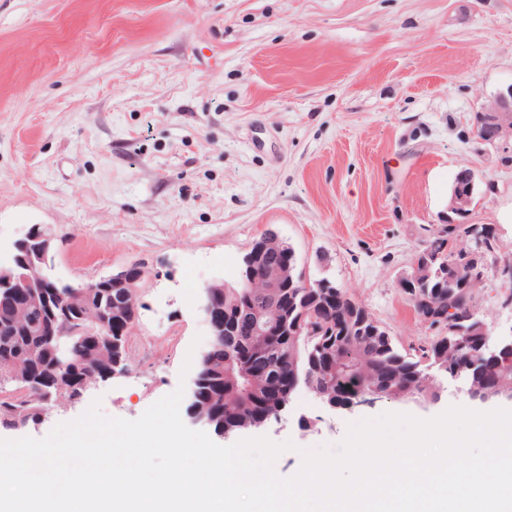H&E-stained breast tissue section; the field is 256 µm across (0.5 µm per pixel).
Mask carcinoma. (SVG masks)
Returning <instances> with one entry per match:
<instances>
[{
	"mask_svg": "<svg viewBox=\"0 0 512 512\" xmlns=\"http://www.w3.org/2000/svg\"><path fill=\"white\" fill-rule=\"evenodd\" d=\"M480 242L471 241L463 247L457 237L433 238L415 255L411 285L416 293H407L421 322L442 331L444 325L428 321L425 299L437 306H448L472 318L471 331L455 341L443 335L420 349V354L402 353L388 332L378 324L368 310L353 295L339 287L335 297L322 288H303L304 274L291 270L287 288L268 287L266 262L256 265L252 282L224 289V316L243 321L245 316L258 312L282 328L281 338L267 346L266 357L276 360L267 376L251 379L244 366L234 360H215L199 368V405H188L193 413L203 415L208 425L233 430L252 428L247 422L250 405L262 399L266 388L278 378L279 364L294 366L301 384L313 380L316 385L336 395H345L361 388H378L388 398H397L403 388L423 396H432V383L420 375L421 363L426 360L444 368H456L473 359V351L481 339L484 322L474 312V290L483 282L485 255L494 251L496 237L492 227H479ZM450 251L463 258L474 252L479 255V267L448 265ZM60 294L71 296L67 303H55L43 298L40 305L21 307L20 296L10 302L0 300V384L25 386L24 377L33 369L38 372L40 387L29 390L21 398H0V426L16 421L32 420L47 406L46 398L68 400L75 390V382L83 377L87 365H112L115 357L128 361V338L137 322V309L128 303L126 294L112 293V307L106 306L101 291L82 296L78 289L64 283L58 286ZM122 323L125 330L115 327L113 334H121L119 344L109 346L83 332L100 328L106 314ZM69 321L74 335L67 338L66 354L59 359L44 353L40 347L38 327L53 317ZM300 324L303 336L298 341L290 338V329Z\"/></svg>",
	"mask_w": 512,
	"mask_h": 512,
	"instance_id": "cac0c4a2",
	"label": "carcinoma"
}]
</instances>
